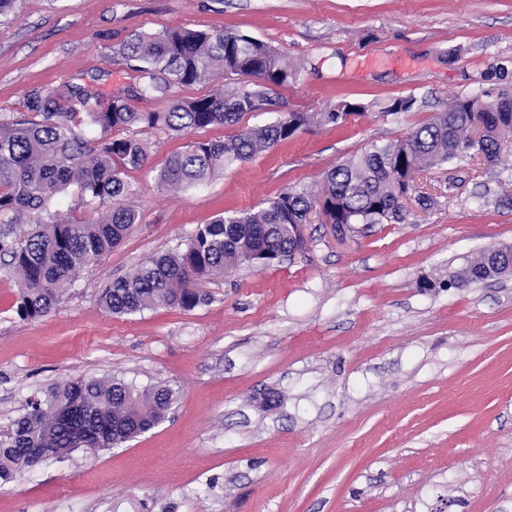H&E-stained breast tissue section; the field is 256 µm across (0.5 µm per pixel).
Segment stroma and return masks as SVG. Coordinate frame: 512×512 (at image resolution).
<instances>
[{"instance_id": "1", "label": "stroma", "mask_w": 512, "mask_h": 512, "mask_svg": "<svg viewBox=\"0 0 512 512\" xmlns=\"http://www.w3.org/2000/svg\"><path fill=\"white\" fill-rule=\"evenodd\" d=\"M237 29L296 76L286 110L368 104L312 125L206 185L173 193L157 170L192 141L141 131L126 174L139 222L89 263L49 314L16 313L0 268V434L35 394L118 377L174 392L167 419L121 447L81 451L0 486V512H512V276L447 287L489 247L512 244V167L466 157L418 175L428 210L400 224L305 228L307 250L209 283L194 309L116 316L113 278L186 243L227 210L250 211L332 166L403 138L460 97L512 89V0H20L0 17V113L34 88L130 82L112 49L135 32ZM415 94L391 115L380 103Z\"/></svg>"}]
</instances>
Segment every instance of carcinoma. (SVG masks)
Instances as JSON below:
<instances>
[{"label":"carcinoma","instance_id":"carcinoma-1","mask_svg":"<svg viewBox=\"0 0 512 512\" xmlns=\"http://www.w3.org/2000/svg\"><path fill=\"white\" fill-rule=\"evenodd\" d=\"M112 53L136 73L135 83L123 92L106 95L91 84L72 86L64 96L32 89L25 98L26 114L0 116V256L8 257L16 278V311L23 320L48 314L83 267L107 254L138 223L130 201L135 189L124 175L146 165L139 131L182 133L233 125L247 112L278 113L270 124L245 127L225 141H191L169 156L156 179L171 190L186 191L307 126L338 127L370 108L341 100L324 112L279 110L274 88L288 84L294 73L268 43L239 30L141 32ZM231 75L252 76L255 82L242 89L220 84ZM199 83L218 88L190 99L173 95L174 88ZM148 96L161 100V108L140 112L132 106V100ZM417 103L409 94L388 100L380 110L412 112ZM477 121L485 130L478 151L487 165L495 166L512 153V95L456 99L409 136L374 145L332 167L315 192L291 187L254 212L228 210L200 225L184 247L111 281L101 305L117 316L157 307L194 308L205 296L192 282L241 266L269 268L294 256L291 226L305 223L315 205L335 212L342 226L400 224L405 219L402 197L415 186L417 174L468 156L469 131ZM87 128L96 129L99 137L86 140ZM116 129L128 135L117 138L112 135ZM72 187L79 202L102 208L101 215L66 220L51 210ZM31 213L40 218L19 240L16 226ZM488 265L484 253L449 273L448 283L484 280ZM173 397L166 386L139 388L112 377L60 384L29 401L10 432L0 436V480L78 448L96 452L130 442L157 425Z\"/></svg>","mask_w":512,"mask_h":512}]
</instances>
